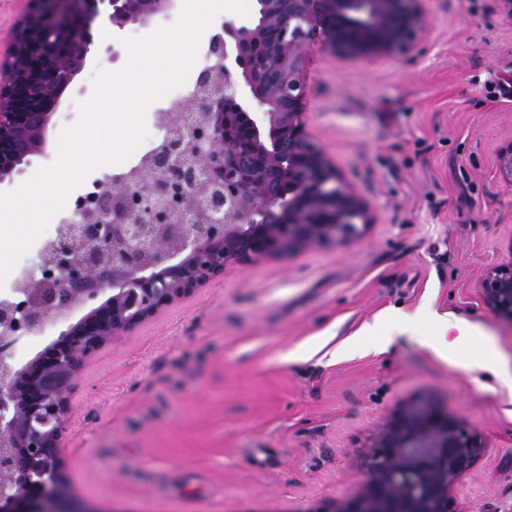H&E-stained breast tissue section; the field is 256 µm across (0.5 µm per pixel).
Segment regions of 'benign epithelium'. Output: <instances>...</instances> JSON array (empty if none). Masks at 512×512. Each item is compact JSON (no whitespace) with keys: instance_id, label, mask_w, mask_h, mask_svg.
Here are the masks:
<instances>
[{"instance_id":"obj_1","label":"benign epithelium","mask_w":512,"mask_h":512,"mask_svg":"<svg viewBox=\"0 0 512 512\" xmlns=\"http://www.w3.org/2000/svg\"><path fill=\"white\" fill-rule=\"evenodd\" d=\"M0 58V184L46 152L62 97L100 29L147 24L175 0H26ZM226 18L191 91L159 116L160 146L78 197L55 236L0 299V512H91L71 492L70 395L83 367L231 263L348 241L373 223L307 133L306 50L403 59L421 45L424 0H256ZM512 179V143L496 155ZM512 324V263L479 283ZM85 309L73 318V311ZM65 328L24 363L20 338ZM478 435L432 400L400 405L350 500L314 512H453L451 487L483 453Z\"/></svg>"}]
</instances>
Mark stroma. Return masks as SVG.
I'll return each mask as SVG.
<instances>
[{
  "mask_svg": "<svg viewBox=\"0 0 512 512\" xmlns=\"http://www.w3.org/2000/svg\"><path fill=\"white\" fill-rule=\"evenodd\" d=\"M66 93L45 156L51 165L97 71L125 66L123 37ZM429 33L402 60L306 53L307 130L370 203L357 240L228 265L212 282L107 346L71 395L65 450L73 494L95 512H315L361 492L380 427L403 403L432 398L485 445L455 483L454 512H512V384L478 368V344L439 348L378 333L398 312L431 308L478 329L512 369V324L479 283L512 262V180L496 166L512 143V14L499 0H425ZM93 169L75 195L136 165Z\"/></svg>",
  "mask_w": 512,
  "mask_h": 512,
  "instance_id": "obj_1",
  "label": "stroma"
}]
</instances>
